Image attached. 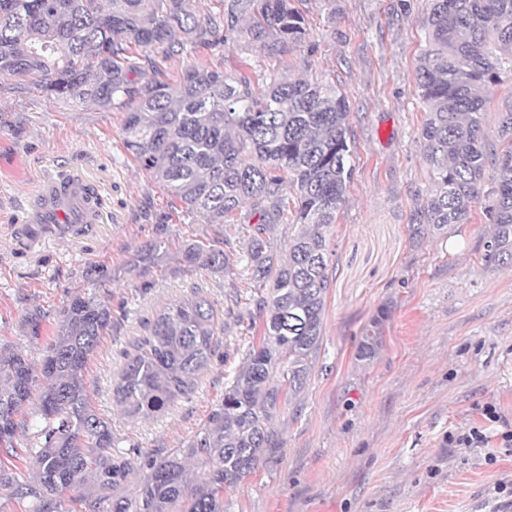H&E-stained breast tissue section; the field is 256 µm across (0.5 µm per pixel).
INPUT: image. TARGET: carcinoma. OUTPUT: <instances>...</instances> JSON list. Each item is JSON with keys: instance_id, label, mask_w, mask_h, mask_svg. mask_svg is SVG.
<instances>
[{"instance_id": "cac0c4a2", "label": "carcinoma", "mask_w": 512, "mask_h": 512, "mask_svg": "<svg viewBox=\"0 0 512 512\" xmlns=\"http://www.w3.org/2000/svg\"><path fill=\"white\" fill-rule=\"evenodd\" d=\"M196 14L190 0H0V75L40 79L50 95L125 111L127 151L186 214L223 224L249 201L258 223L246 269L268 288L259 301L262 337L224 388V399L184 448L165 456L124 446L97 413L86 366L112 326L97 292L76 295L60 312L39 364L0 351V490L29 500L26 512H224V489L253 473L283 441L272 417L304 391L321 346L331 228L352 181L349 104L312 77L265 80L247 60L233 72L203 51L237 40L255 56H283L305 39L297 0H220ZM181 65L176 88L152 58ZM150 68L154 76L138 77ZM512 71V0H432L417 85L427 119L420 148L433 189L411 218V238L446 233L468 221L489 158L482 122L486 87ZM495 156L498 185L484 260L512 265V111L502 113ZM297 190V231L288 261L274 264L269 224L282 218L284 187ZM155 240L139 255L154 263ZM185 261L222 271L221 249L189 244ZM216 312L203 296L173 303L125 353L113 387L133 415L150 416L194 391L217 357ZM380 346L379 321L365 328L358 356ZM38 397V420L22 418ZM35 476L19 479L1 456L18 457V436ZM71 497H66V494Z\"/></svg>"}]
</instances>
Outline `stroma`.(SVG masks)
Segmentation results:
<instances>
[{
	"mask_svg": "<svg viewBox=\"0 0 512 512\" xmlns=\"http://www.w3.org/2000/svg\"><path fill=\"white\" fill-rule=\"evenodd\" d=\"M309 31L259 69L318 76L350 106L354 174L332 227L321 346L296 403L273 419L283 446L224 491V512H512V267L482 259L497 180L487 165L467 223L416 243L408 224L431 190L419 147L426 114L416 71L431 0H303ZM512 110V73L486 92L484 127ZM124 114L66 103L31 81L0 77V349L36 359L67 299L99 290L112 326L87 367L97 411L142 450L187 445L258 344L264 291L244 268L257 218L243 205L231 225L176 212L167 189L126 151ZM69 173L94 187L98 223L36 241L24 217L43 182ZM161 239L155 264L138 254ZM224 248L221 272L188 266L186 245ZM206 297L217 317L213 364L195 392L160 414L128 416L112 383L143 323L177 301ZM41 316V337L28 319ZM380 319L381 346L357 355ZM481 448L459 445L472 430ZM379 320H373L369 327L365 328L358 347V356L363 360H370L377 354L380 346Z\"/></svg>",
	"mask_w": 512,
	"mask_h": 512,
	"instance_id": "35a3bbf8",
	"label": "stroma"
}]
</instances>
